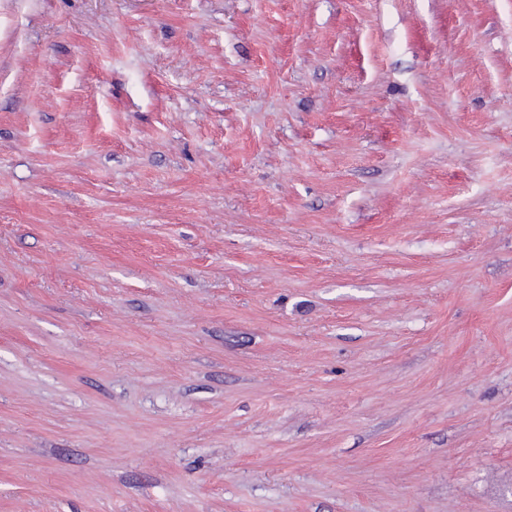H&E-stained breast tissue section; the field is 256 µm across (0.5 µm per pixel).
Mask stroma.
Instances as JSON below:
<instances>
[{
  "mask_svg": "<svg viewBox=\"0 0 512 512\" xmlns=\"http://www.w3.org/2000/svg\"><path fill=\"white\" fill-rule=\"evenodd\" d=\"M0 512H512V0H0Z\"/></svg>",
  "mask_w": 512,
  "mask_h": 512,
  "instance_id": "obj_1",
  "label": "stroma"
}]
</instances>
